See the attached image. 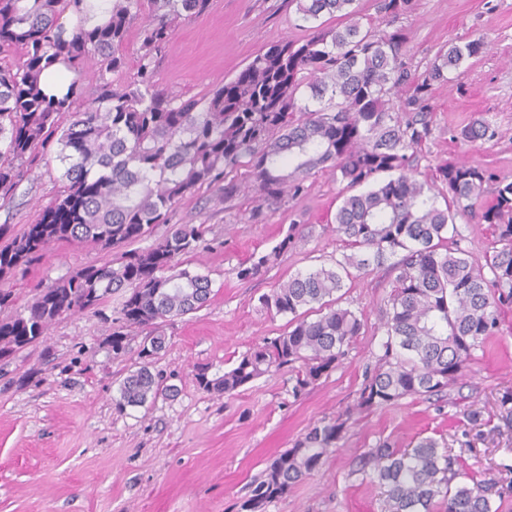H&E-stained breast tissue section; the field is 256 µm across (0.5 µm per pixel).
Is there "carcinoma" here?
I'll return each instance as SVG.
<instances>
[{"mask_svg": "<svg viewBox=\"0 0 512 512\" xmlns=\"http://www.w3.org/2000/svg\"><path fill=\"white\" fill-rule=\"evenodd\" d=\"M305 21L338 13L343 27H316L302 43L287 41L257 54L233 79L209 94L185 99L156 83L157 64L182 20L206 13L213 0H0V208L31 180L32 163L52 151L60 163L58 193L37 223L20 234L0 224V276L40 259L57 244L83 243L102 250L148 237L157 224L170 233L146 250H128L102 265L58 279L33 302L0 319V360L35 343L64 314L103 312L121 296L112 338L126 339L132 327L185 316L212 299L209 276L184 267L208 227L174 224L183 198L207 187L219 203L246 189L263 208L305 192L316 169L363 188L344 197L335 216L346 252L334 264L298 273L259 298L271 315L290 314L289 328L244 354L224 375L196 373L200 386L232 396L261 375L299 364L298 395L335 368L360 335L362 316L338 305L334 294L352 272L385 270L394 275L381 309L386 339L366 372L357 408L385 407L407 396L443 394L462 374L472 351L500 324L501 306L512 302V182L495 187L482 204L490 176L478 166L448 162L435 181L416 178L419 151L432 136L433 82L481 55L482 38L454 44L429 63L423 79L404 61L407 35L388 30L411 10L412 0H378L380 18L362 24L356 0H295ZM70 12L76 24L62 18ZM142 22L136 71L121 84L112 76L126 69L122 52L129 29ZM61 63L91 74L89 88L73 81L65 95L40 88L45 71ZM414 94L403 96V87ZM83 99L80 107L74 100ZM479 119L460 131L468 142L488 136ZM249 184L227 179L242 164ZM382 174L388 178L380 181ZM452 195L456 209L436 205ZM492 224L502 247L485 263L459 245L457 216ZM290 232L270 253L239 270L254 277L296 244ZM489 268L492 278L484 275ZM314 309L313 321L299 310ZM160 336L144 338L140 366L123 378L115 406H142L170 390L151 372ZM345 422L311 427L304 437L270 460L251 484L242 512H265L317 472L336 447ZM371 478L386 488V512H492L490 483L475 475L461 483L456 460L439 451L432 437L408 450L382 441L367 452Z\"/></svg>", "mask_w": 512, "mask_h": 512, "instance_id": "carcinoma-1", "label": "carcinoma"}]
</instances>
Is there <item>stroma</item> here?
<instances>
[{
    "label": "stroma",
    "mask_w": 512,
    "mask_h": 512,
    "mask_svg": "<svg viewBox=\"0 0 512 512\" xmlns=\"http://www.w3.org/2000/svg\"><path fill=\"white\" fill-rule=\"evenodd\" d=\"M398 24L409 38L406 60L418 74L448 45L477 37L487 43L485 53L431 87L433 133L420 154L418 179L431 180L443 162L465 161L494 181H512V0H413ZM310 33L294 0H213L207 14L177 27L158 64V83L200 97L257 53ZM482 117L494 124L495 138L462 140L460 130ZM57 168L53 157L41 160L40 177L23 182L9 207L0 208V224L19 232L35 223L56 197ZM305 186L258 222L250 218L252 192L217 204L203 189L181 201L176 223L209 228L205 247L187 262L190 271L209 275L215 292L196 313L131 329L121 354L113 353L112 328L101 315L66 314L39 342L0 361V512H240L270 459L314 424L337 418L346 422L337 451L266 512H384L386 494L362 471V457L377 442L403 450L425 436L437 439L462 470L491 482L492 507L512 512V421L501 405L512 393V303L501 309L497 334L473 351L441 398L355 407L384 337L379 309L391 290L384 271L346 280L341 304L362 313V333L336 368L301 395H293L285 369L231 397L199 388L197 370L221 376L262 338L287 329L288 316L268 314L260 296L343 253L332 227L345 183L319 171ZM292 229L296 245L261 275L239 277ZM107 259L86 245H59L26 271L0 277V289L23 307L59 278ZM151 332L165 338L152 370L178 392L116 409L119 384L136 369L139 346Z\"/></svg>",
    "instance_id": "obj_1"
}]
</instances>
